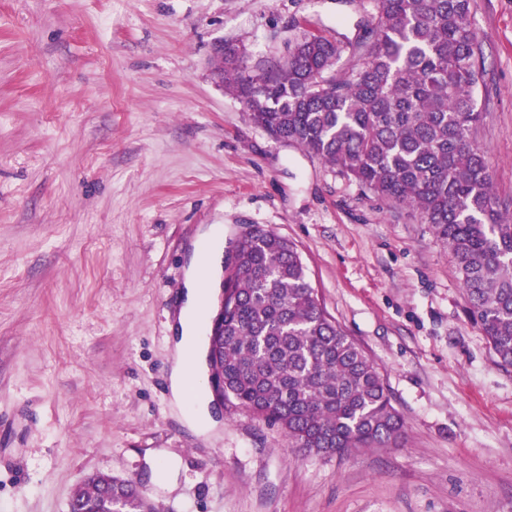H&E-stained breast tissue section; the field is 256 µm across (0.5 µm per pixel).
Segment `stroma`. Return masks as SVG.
<instances>
[{"mask_svg": "<svg viewBox=\"0 0 512 512\" xmlns=\"http://www.w3.org/2000/svg\"><path fill=\"white\" fill-rule=\"evenodd\" d=\"M474 140L512 214V0H471ZM357 0H0V512H67L85 478L155 512H512V370L429 225L273 139L213 73ZM293 242L325 311L379 368L399 447L294 454L233 403L195 434L169 399L184 267L204 230Z\"/></svg>", "mask_w": 512, "mask_h": 512, "instance_id": "35a3bbf8", "label": "stroma"}]
</instances>
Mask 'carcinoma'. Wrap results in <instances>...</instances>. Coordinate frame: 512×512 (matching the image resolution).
<instances>
[{
  "instance_id": "obj_1",
  "label": "carcinoma",
  "mask_w": 512,
  "mask_h": 512,
  "mask_svg": "<svg viewBox=\"0 0 512 512\" xmlns=\"http://www.w3.org/2000/svg\"><path fill=\"white\" fill-rule=\"evenodd\" d=\"M343 43L306 31L288 57L251 68L224 48L225 90L252 122L416 212L457 264L468 314L494 362L512 368V217L473 140L483 51L471 0H368ZM353 61L335 67L347 48ZM224 400L278 425L297 452L346 455L398 444L403 422L377 366L327 314L294 244L262 228L225 266ZM82 512H140L131 481L112 494L90 478Z\"/></svg>"
}]
</instances>
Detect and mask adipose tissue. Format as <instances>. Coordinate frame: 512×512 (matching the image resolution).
<instances>
[{
  "label": "adipose tissue",
  "mask_w": 512,
  "mask_h": 512,
  "mask_svg": "<svg viewBox=\"0 0 512 512\" xmlns=\"http://www.w3.org/2000/svg\"><path fill=\"white\" fill-rule=\"evenodd\" d=\"M210 247L206 253L192 257L186 270L184 294L179 316L180 336L176 342L175 359L169 375V388L174 402L187 411V417L197 431L211 428L213 416L210 403L202 393L203 341L199 329L191 320V314L207 305L210 293L199 276L201 268H208L210 275H218L224 239L220 227L206 233Z\"/></svg>",
  "instance_id": "obj_1"
}]
</instances>
